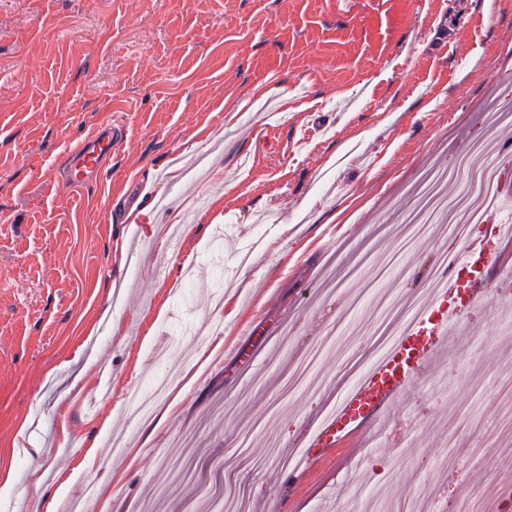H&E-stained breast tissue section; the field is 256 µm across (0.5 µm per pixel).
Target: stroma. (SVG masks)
<instances>
[{
  "instance_id": "stroma-1",
  "label": "stroma",
  "mask_w": 512,
  "mask_h": 512,
  "mask_svg": "<svg viewBox=\"0 0 512 512\" xmlns=\"http://www.w3.org/2000/svg\"><path fill=\"white\" fill-rule=\"evenodd\" d=\"M509 86L512 0H0V512H409L460 488L512 512V450L465 447L512 438L492 288L414 392L299 455L433 296L448 223L422 198ZM115 118L97 182L56 195ZM125 128L113 121L97 125L83 139L71 143V162L58 182L59 192H74L97 180L104 161L124 140Z\"/></svg>"
}]
</instances>
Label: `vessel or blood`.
<instances>
[{
  "instance_id": "1",
  "label": "vessel or blood",
  "mask_w": 512,
  "mask_h": 512,
  "mask_svg": "<svg viewBox=\"0 0 512 512\" xmlns=\"http://www.w3.org/2000/svg\"><path fill=\"white\" fill-rule=\"evenodd\" d=\"M124 137V126L110 121L73 142L71 162L58 191L73 192L96 181ZM451 261L454 273L437 289L433 301L410 317L389 352L361 377L354 391L324 412L308 440L305 459H322L404 391L446 341L449 320L464 317L477 306L492 272L500 268L498 252L488 251L476 238L461 240Z\"/></svg>"
}]
</instances>
